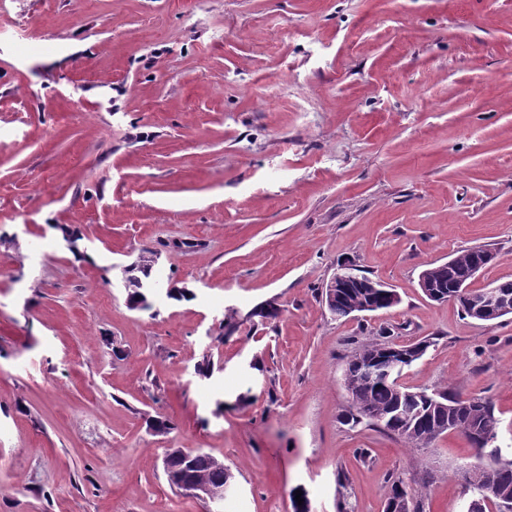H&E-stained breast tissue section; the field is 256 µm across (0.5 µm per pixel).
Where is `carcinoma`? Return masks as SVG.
I'll list each match as a JSON object with an SVG mask.
<instances>
[{
  "mask_svg": "<svg viewBox=\"0 0 512 512\" xmlns=\"http://www.w3.org/2000/svg\"><path fill=\"white\" fill-rule=\"evenodd\" d=\"M474 262V249H467L452 258V264L447 270L438 268L436 264L429 265L426 268L427 276L448 287L454 284L467 286L475 277ZM149 280L151 267L147 260L134 264L127 272L126 302L129 308L150 309L149 295L146 289L141 287L142 283ZM481 295L480 290H470L467 292V298L460 301V309L465 317L479 319L478 305ZM364 301L382 309L390 308V305L380 297L379 292L372 288H347L333 299L330 295H325L329 311L338 319L347 317L349 308ZM392 346L394 342L389 340L386 331L380 333V338L366 342L347 364L346 372L350 379H358L359 361L380 357L384 348ZM438 400L451 405L459 400V395L450 394L446 390L413 391L394 380L380 381L360 387L351 399L344 419L348 423L358 424L370 412L387 413L391 421L385 431L411 443L414 435L448 423V410L432 414L427 411V403ZM457 418L461 424L483 432L495 429L499 425L492 402L482 396L476 397L467 407L459 409ZM169 466L185 483H202L208 486L221 502L224 501V493L233 479L232 472L224 462L209 454L191 460L175 454L169 457ZM470 491L487 497L495 505L498 504L500 496L512 498V461L496 460L473 473L468 486L465 487V492Z\"/></svg>",
  "mask_w": 512,
  "mask_h": 512,
  "instance_id": "carcinoma-1",
  "label": "carcinoma"
}]
</instances>
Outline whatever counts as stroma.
I'll use <instances>...</instances> for the list:
<instances>
[{"instance_id": "35a3bbf8", "label": "stroma", "mask_w": 512, "mask_h": 512, "mask_svg": "<svg viewBox=\"0 0 512 512\" xmlns=\"http://www.w3.org/2000/svg\"><path fill=\"white\" fill-rule=\"evenodd\" d=\"M480 245L512 279V0H0V512H204L170 448L224 512H463L465 435L345 422L344 370L430 340L401 384L490 398L512 459V315L419 286ZM142 257L193 299L130 309ZM344 267L399 303L336 319ZM169 466L171 470L180 475L181 480L186 484L197 483L192 485L181 484L182 488L188 489L191 497L210 505L217 502L213 498L211 491L216 495L217 499L221 502V510L209 511L206 505L208 512H223L222 501L224 503V493H226L234 478L232 472L224 465L223 461L209 454L186 460L179 453L169 457Z\"/></svg>"}]
</instances>
